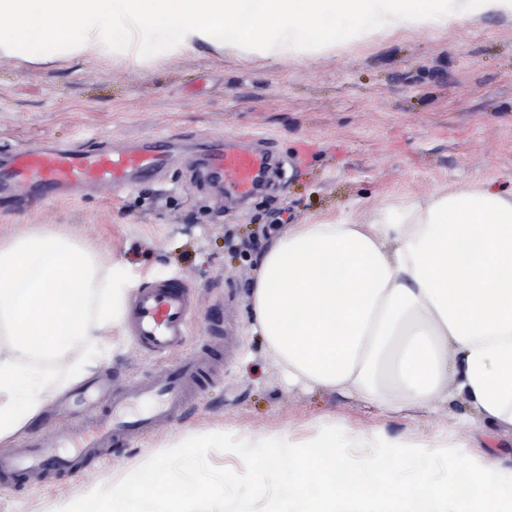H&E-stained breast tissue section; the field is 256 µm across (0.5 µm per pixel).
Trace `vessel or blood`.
I'll return each mask as SVG.
<instances>
[{
	"label": "vessel or blood",
	"instance_id": "1",
	"mask_svg": "<svg viewBox=\"0 0 512 512\" xmlns=\"http://www.w3.org/2000/svg\"><path fill=\"white\" fill-rule=\"evenodd\" d=\"M168 162L163 140L139 141L123 151L34 147L20 150L0 171V181L30 204L91 187L129 189L157 176ZM203 165L230 195L249 198L278 166L267 148L218 139L205 146ZM195 315L189 285L180 279L154 281L141 288L129 326L139 347L165 354L181 346ZM216 351L180 360L145 378L113 389L104 405L74 421L62 443L35 439L22 449L0 453V482L32 484L46 470H72L103 449L117 448L129 436L160 430L179 416L190 387L209 381Z\"/></svg>",
	"mask_w": 512,
	"mask_h": 512
}]
</instances>
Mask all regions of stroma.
<instances>
[{
  "instance_id": "obj_1",
  "label": "stroma",
  "mask_w": 512,
  "mask_h": 512,
  "mask_svg": "<svg viewBox=\"0 0 512 512\" xmlns=\"http://www.w3.org/2000/svg\"><path fill=\"white\" fill-rule=\"evenodd\" d=\"M329 45L273 44L256 52L233 45L169 53L161 41L131 53L121 44L95 60L50 56L0 63V168L18 150L58 142L123 149L138 138L167 140L163 174L118 194L101 191L13 209L0 204V241L28 233L74 240L104 266L123 262L138 285L185 277L198 313L186 343L160 359L137 346L127 328L104 344L72 352L91 359L84 381L55 366L41 412L8 448L52 441L83 413L65 407L83 382L112 383L176 363L224 329L222 369L162 430L76 471L44 482L0 487V512H58L110 486L184 436L223 432L255 442L292 444L337 426L354 441L451 446L512 475V429L446 411H385L330 389L288 385L263 336L250 325L251 290L262 254L294 224L354 223L373 212H403L411 201L484 185L512 190V17L436 22L368 37L352 20H332ZM252 133L283 158L299 157L281 179L246 201L197 177L203 146Z\"/></svg>"
}]
</instances>
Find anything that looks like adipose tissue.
I'll list each match as a JSON object with an SVG mask.
<instances>
[{
    "label": "adipose tissue",
    "mask_w": 512,
    "mask_h": 512,
    "mask_svg": "<svg viewBox=\"0 0 512 512\" xmlns=\"http://www.w3.org/2000/svg\"><path fill=\"white\" fill-rule=\"evenodd\" d=\"M0 0V61L49 51L96 59L114 40L162 37L174 53L227 43L249 49L333 39L328 17L366 32L424 28L436 0ZM95 256L59 235L0 244V439L45 403L48 377L28 355L71 368L70 352L123 323L136 279L112 267L97 318L88 302ZM253 324L283 376L388 411L431 412L460 397L482 420L512 428V192L483 187L412 201L399 218L295 224L264 254Z\"/></svg>",
    "instance_id": "ef3b65f1"
}]
</instances>
